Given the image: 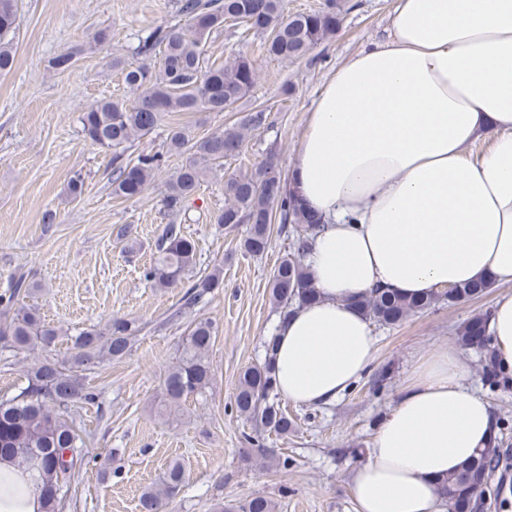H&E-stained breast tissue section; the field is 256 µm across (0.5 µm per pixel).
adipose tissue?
Listing matches in <instances>:
<instances>
[{"label":"adipose tissue","instance_id":"obj_1","mask_svg":"<svg viewBox=\"0 0 512 512\" xmlns=\"http://www.w3.org/2000/svg\"><path fill=\"white\" fill-rule=\"evenodd\" d=\"M288 184L323 223L305 258L319 298L275 330L282 396L327 403L363 376L375 338L356 302L376 287H499L488 330L512 372V0H395L387 38L324 85ZM464 374L448 347L419 360L354 474L356 512H441L440 481L494 434ZM39 481L1 461L0 512H44Z\"/></svg>","mask_w":512,"mask_h":512}]
</instances>
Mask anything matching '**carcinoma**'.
<instances>
[{
    "mask_svg": "<svg viewBox=\"0 0 512 512\" xmlns=\"http://www.w3.org/2000/svg\"><path fill=\"white\" fill-rule=\"evenodd\" d=\"M341 0H326L323 8L310 13H285L283 0H180L184 24L177 28L154 29L140 37L137 53L147 62L128 67L120 57L112 67L122 72L133 100L103 98L80 116L81 133L92 145L112 152V194L133 199L140 197L161 169L164 154L127 155L131 144L150 136L174 112H231L252 90L257 79L253 62L238 56L222 64L209 62L205 44L214 33L226 27L243 26L260 38L265 53L284 61L305 58L317 45L336 35L342 26ZM16 0H0V73L14 64L13 37L16 31ZM264 121L259 110L242 121L193 140L181 127L169 128L167 152L184 157L181 166L166 183L164 206L180 213L196 194L213 167L224 158L238 155L246 132ZM224 210L216 221L229 228L245 225L241 248L251 255L265 253L270 244L271 224L291 230L293 251L286 254L270 281L271 299L286 319L296 307L318 296L310 271L303 262L320 219L307 213L296 195L287 189L274 156L224 180ZM195 241L170 224L158 246V257L144 271V277L158 288H174L190 277L183 304L171 318L182 316L205 302L224 283L223 268L193 273L196 267ZM491 288L479 280L434 291L418 298L376 288L359 301L367 320L396 326L431 306L457 303L478 297ZM36 291L27 274L17 269L8 275L7 288L0 291V344L5 348L34 350L49 348L60 336V329L43 319L20 300ZM487 318L475 317L459 331L466 346L487 349L490 336H479L476 329ZM144 330L135 319L113 317L105 324L82 330L71 337L72 352L59 359L44 356L27 371V385L6 399H0V461L9 459L41 471L40 492L44 512H61L75 492L73 478L84 464L87 452L81 430L72 416L80 404H93L97 395L86 385L87 375L106 360L128 356ZM217 328L208 319H195L177 349L175 361L161 376V413L171 415L184 403L209 388L213 373L208 352ZM275 337L265 341V357L244 368L238 378L234 406L245 419L280 437L288 436L293 421L282 406L273 364ZM247 447L241 460L288 470L293 459L280 448L267 447L262 435L243 436ZM500 462L496 446L480 449L461 469L441 482L445 505L453 512L461 502L477 509L483 500V487ZM185 469L177 461L169 464L161 484L144 490L140 512H166L185 482ZM279 503L267 496H252L237 512H277Z\"/></svg>",
    "mask_w": 512,
    "mask_h": 512,
    "instance_id": "1",
    "label": "carcinoma"
}]
</instances>
